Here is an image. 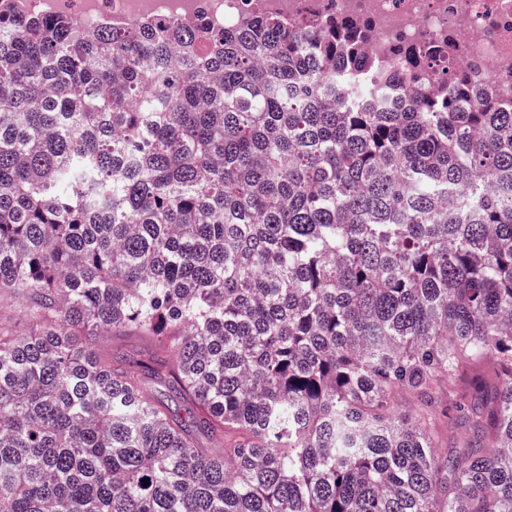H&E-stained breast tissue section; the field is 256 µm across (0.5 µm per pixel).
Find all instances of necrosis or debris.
Segmentation results:
<instances>
[{
	"label": "necrosis or debris",
	"mask_w": 512,
	"mask_h": 512,
	"mask_svg": "<svg viewBox=\"0 0 512 512\" xmlns=\"http://www.w3.org/2000/svg\"><path fill=\"white\" fill-rule=\"evenodd\" d=\"M45 17H73L80 30L104 23L183 20L205 15L213 23H238L255 13L294 19L335 9L360 16L374 32L375 55L395 45L422 46L447 36L460 45L458 60L475 83L512 95V0H20Z\"/></svg>",
	"instance_id": "1"
}]
</instances>
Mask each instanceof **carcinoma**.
I'll use <instances>...</instances> for the list:
<instances>
[{
  "instance_id": "obj_1",
  "label": "carcinoma",
  "mask_w": 512,
  "mask_h": 512,
  "mask_svg": "<svg viewBox=\"0 0 512 512\" xmlns=\"http://www.w3.org/2000/svg\"><path fill=\"white\" fill-rule=\"evenodd\" d=\"M8 2L0 512H512V100L334 11L80 33ZM28 321L20 303L11 293H0V329L10 333H23ZM127 337H112V333L101 336L100 345L105 349H116L124 354L136 357L148 352H156L154 346L147 340L137 337L135 334H128ZM469 378H456L449 384L446 383L438 389L435 416L443 426L445 445L456 446L465 430L464 421L456 407L458 394L461 389L468 387Z\"/></svg>"
}]
</instances>
